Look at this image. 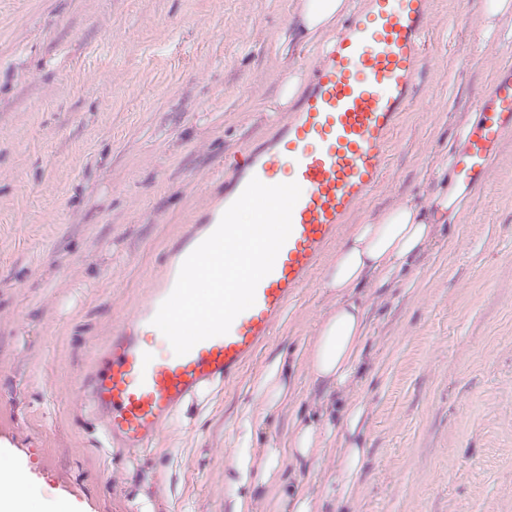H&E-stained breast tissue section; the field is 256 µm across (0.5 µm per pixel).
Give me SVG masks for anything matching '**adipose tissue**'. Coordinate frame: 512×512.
Instances as JSON below:
<instances>
[{
  "label": "adipose tissue",
  "mask_w": 512,
  "mask_h": 512,
  "mask_svg": "<svg viewBox=\"0 0 512 512\" xmlns=\"http://www.w3.org/2000/svg\"><path fill=\"white\" fill-rule=\"evenodd\" d=\"M346 8V0H302L288 21V35L312 42H333L334 24ZM447 216L448 198L444 195L431 210L411 203L399 204L384 211L376 221L359 225L338 249L327 280L328 288L336 292V308L321 321L307 350L314 383L349 390L361 363L367 332L364 309L354 298L356 289L370 276L388 281L396 270L433 244L434 229L445 223ZM363 416V404L350 399L338 425L297 424L287 458H280L276 449H267L256 473L251 470L250 456L238 453L232 467L239 484H248L254 478L266 486L278 485L283 460L309 459L318 452L324 438L334 434L344 442L343 471L336 483L343 501H350L365 455L354 441ZM0 512H39L34 498L20 489L17 470L4 460L0 461Z\"/></svg>",
  "instance_id": "ef3b65f1"
}]
</instances>
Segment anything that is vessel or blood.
<instances>
[{
    "label": "vessel or blood",
    "mask_w": 512,
    "mask_h": 512,
    "mask_svg": "<svg viewBox=\"0 0 512 512\" xmlns=\"http://www.w3.org/2000/svg\"><path fill=\"white\" fill-rule=\"evenodd\" d=\"M428 16L429 0H369L324 52L299 110L260 149L232 165L224 182L228 205L254 177L268 185L300 186L291 234L259 282L254 305L234 319L227 334L203 340L185 355L162 356L146 334L153 331L152 320L183 261L216 229L220 214H210L186 239L161 287L113 332L108 365L93 380L92 400L106 409L109 432L121 446L147 447L187 398L237 375L309 283L343 224L385 171L390 137L420 74ZM511 136L512 66L507 65L498 69L449 161V190L483 186Z\"/></svg>",
    "instance_id": "1"
}]
</instances>
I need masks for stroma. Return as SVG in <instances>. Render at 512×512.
<instances>
[{
  "mask_svg": "<svg viewBox=\"0 0 512 512\" xmlns=\"http://www.w3.org/2000/svg\"><path fill=\"white\" fill-rule=\"evenodd\" d=\"M301 0H0V457L29 492L71 512H272L262 485L225 475L259 377L276 357L288 398L250 455L287 453L295 422L335 420L306 350L336 305L328 250L241 374L186 401L153 444L129 452L84 387L110 336L168 256L224 195L226 165L273 137L289 68L313 74L319 44L282 33ZM483 0H431L425 60L387 172L340 230L447 187L462 130L512 64V35H487ZM367 312L350 390L365 406L354 498L336 494L340 443L286 463L285 488L321 512H512V138L484 186L437 225L433 245Z\"/></svg>",
  "mask_w": 512,
  "mask_h": 512,
  "instance_id": "obj_1",
  "label": "stroma"
}]
</instances>
